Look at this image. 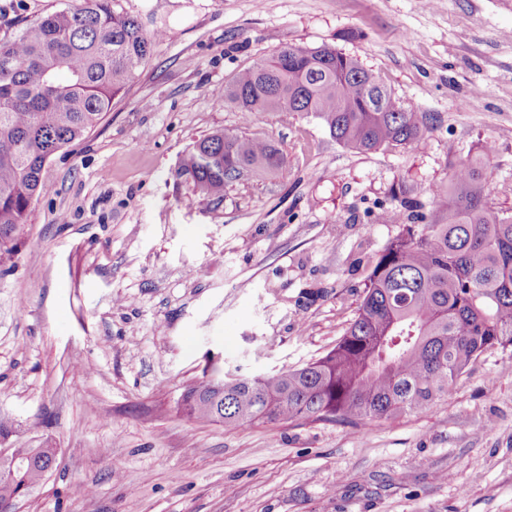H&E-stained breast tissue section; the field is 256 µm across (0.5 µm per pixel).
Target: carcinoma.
<instances>
[{
	"label": "carcinoma",
	"instance_id": "cac0c4a2",
	"mask_svg": "<svg viewBox=\"0 0 512 512\" xmlns=\"http://www.w3.org/2000/svg\"><path fill=\"white\" fill-rule=\"evenodd\" d=\"M150 38L112 0H85L0 37V264L45 190L42 170L95 128L148 62ZM241 112H310L337 143L371 153L408 148L427 117L399 104L379 76L329 47L283 46L238 73L227 91ZM493 159L451 163L435 216L408 224L421 205L384 211L401 230L371 267L353 319L335 345L297 368L233 378L210 365L178 400L186 417L226 426L331 422L363 429L448 395L489 350L512 351V214L486 195ZM268 141L216 131L195 142L177 177L219 204L226 183L282 171ZM53 448L0 454V505L43 485Z\"/></svg>",
	"mask_w": 512,
	"mask_h": 512
}]
</instances>
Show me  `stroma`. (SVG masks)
<instances>
[{
    "label": "stroma",
    "instance_id": "35a3bbf8",
    "mask_svg": "<svg viewBox=\"0 0 512 512\" xmlns=\"http://www.w3.org/2000/svg\"><path fill=\"white\" fill-rule=\"evenodd\" d=\"M80 0H0V36ZM150 57L53 155L0 265V448L56 449L15 512H512V353L448 397L364 430L219 423L175 410L205 364L299 367L353 318L400 230L383 210L494 144L512 207V0H115ZM329 46L429 113L413 146L357 153L307 112L246 122L225 93L283 46ZM272 142L284 174L215 205L174 172L217 130Z\"/></svg>",
    "mask_w": 512,
    "mask_h": 512
}]
</instances>
